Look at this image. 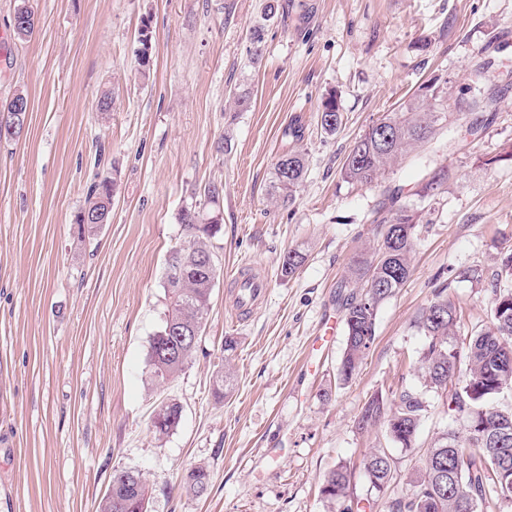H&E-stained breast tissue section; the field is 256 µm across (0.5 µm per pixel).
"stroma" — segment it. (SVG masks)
<instances>
[{"mask_svg":"<svg viewBox=\"0 0 512 512\" xmlns=\"http://www.w3.org/2000/svg\"><path fill=\"white\" fill-rule=\"evenodd\" d=\"M26 1L36 30L0 58V101L30 103L26 135L0 141V512H98L118 468L145 474L148 512H338L320 487L340 464L350 497L388 512L412 453L359 428L362 407L377 392L422 390L415 320L438 274L468 336L486 325L493 288L459 273L495 271L512 247V0H279L269 20L265 0ZM437 76L497 103L475 113L478 134L452 118L428 150L452 176L419 229L409 280L380 306L375 341L343 382L337 287L372 243L389 190L417 202L423 172L411 157L366 186L345 181L342 164L370 125ZM331 95L342 114L333 135L319 125ZM296 121L304 136L285 143ZM287 145L307 173L285 208L271 185ZM106 177L111 222L81 241L75 217ZM191 207L221 226L209 240L218 278L191 362L161 390L149 346L168 308L165 258ZM291 248L307 259L284 279ZM245 270L267 292L241 319L232 295ZM228 336L239 342L234 390L218 401ZM161 395L182 418L159 440L150 415ZM374 448L393 460L381 493L362 465ZM198 465L210 485L196 497L179 481Z\"/></svg>","mask_w":512,"mask_h":512,"instance_id":"obj_1","label":"stroma"}]
</instances>
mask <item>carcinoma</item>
Instances as JSON below:
<instances>
[{
	"label": "carcinoma",
	"instance_id": "1",
	"mask_svg": "<svg viewBox=\"0 0 512 512\" xmlns=\"http://www.w3.org/2000/svg\"><path fill=\"white\" fill-rule=\"evenodd\" d=\"M34 12L20 3L16 6L12 29L14 39L23 41L33 34ZM448 78H436L420 87L401 109L372 124L350 147L342 166L348 182L371 185L387 168L401 162L409 153L428 143L436 130L448 121ZM492 97L466 96L455 98L454 109L461 118L472 112H487L495 105ZM11 100L0 102V139L19 138L25 132L26 113L11 112ZM320 126L333 135L341 126L336 97L322 103ZM389 130L391 141L379 143L381 129ZM285 170L274 168L273 188L277 201L287 207L295 201L301 186L306 163L302 154L285 149L279 155ZM450 177L443 166L430 177L423 178L419 196L432 198ZM113 181L103 179L92 183L86 192L85 204L76 216L78 234L94 239L100 226L85 221L96 213L112 212ZM389 205L376 219V236L372 247L361 253L350 265L341 287L350 289L342 299L346 344L339 374L347 381L358 370L376 335L379 306L401 288L412 273L411 257L418 239L422 213L411 203L400 202L399 191L388 195ZM181 224L186 241L169 252L168 259L185 265L179 280L164 275V288L169 299L168 315L161 330L153 336L149 350L151 375L162 387L177 376L191 361L195 347L185 345L180 355L169 356L165 348L172 342L168 327L204 332L214 286L209 278L191 264L196 253L211 254L207 239L219 230L218 224L201 222L200 212L188 208L182 211ZM305 254L288 250L282 258L280 275L294 276L303 266ZM415 326L427 343L420 356L425 387L434 392L463 419L480 426L469 436L461 430L442 433L428 448L423 449L414 464V473L405 493L392 500L388 512H478L479 505L489 499L512 502V406L498 405L500 395L512 391V290L495 287L490 306V322L486 328L458 343L460 316L448 295V285L434 289L433 298L421 309ZM230 373L220 369L213 381L215 398L222 399L232 390ZM424 393L403 390L389 400L376 394L368 399L361 411L362 426L384 427L388 438L401 448L416 445L423 413L427 411ZM165 411L164 420L151 426L163 437L174 431L181 420L180 406L164 398L153 412ZM363 468L369 484L378 492L385 490L393 478L392 459L383 448L373 449L364 459ZM210 474L203 466L195 467L183 478V488L195 496L204 495ZM350 477L343 465L327 473L322 494L340 505L341 512H354L357 504L348 499ZM150 488L143 473L133 468H120L99 505V512H142L150 499Z\"/></svg>",
	"mask_w": 512,
	"mask_h": 512
}]
</instances>
